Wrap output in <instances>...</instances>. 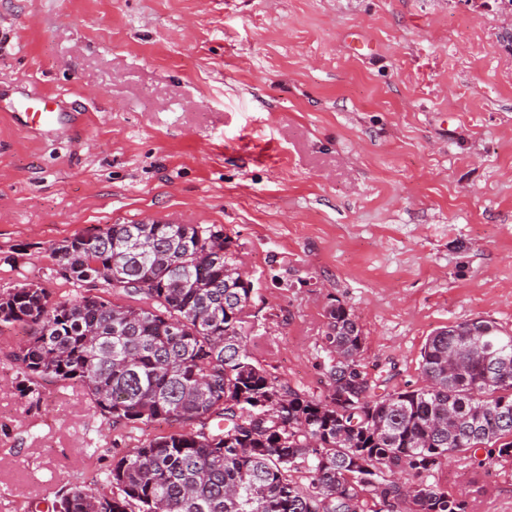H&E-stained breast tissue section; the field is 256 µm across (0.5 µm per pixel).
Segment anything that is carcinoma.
<instances>
[{"mask_svg": "<svg viewBox=\"0 0 512 512\" xmlns=\"http://www.w3.org/2000/svg\"><path fill=\"white\" fill-rule=\"evenodd\" d=\"M231 246L215 224H106L52 248L56 275L85 288L74 298L0 290V325L30 329L13 354L23 381L81 384L114 427H181L117 458L109 493L52 512H468L427 477L454 458L512 463V334L485 319L440 329L421 352L426 384L380 393L338 302L323 336L330 390L310 397L249 354L253 289L224 287Z\"/></svg>", "mask_w": 512, "mask_h": 512, "instance_id": "1", "label": "carcinoma"}]
</instances>
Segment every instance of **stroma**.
Instances as JSON below:
<instances>
[{
  "mask_svg": "<svg viewBox=\"0 0 512 512\" xmlns=\"http://www.w3.org/2000/svg\"><path fill=\"white\" fill-rule=\"evenodd\" d=\"M512 0H0V289L74 285L54 243L105 224H218L254 286L252 358L329 390L326 311L361 364L418 388L436 330L512 333ZM60 95L87 124L47 137L19 104ZM0 327V512H51L114 457L173 433L113 430L79 384L25 390ZM432 482L512 512V465Z\"/></svg>",
  "mask_w": 512,
  "mask_h": 512,
  "instance_id": "stroma-1",
  "label": "stroma"
}]
</instances>
